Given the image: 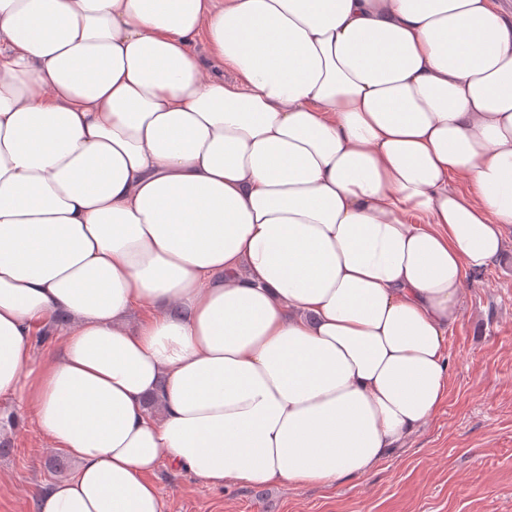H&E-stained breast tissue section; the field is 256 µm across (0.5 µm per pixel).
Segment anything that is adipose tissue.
Instances as JSON below:
<instances>
[{"label":"adipose tissue","instance_id":"adipose-tissue-1","mask_svg":"<svg viewBox=\"0 0 512 512\" xmlns=\"http://www.w3.org/2000/svg\"><path fill=\"white\" fill-rule=\"evenodd\" d=\"M510 229L497 0H0V398L74 464L37 512L366 474Z\"/></svg>","mask_w":512,"mask_h":512}]
</instances>
